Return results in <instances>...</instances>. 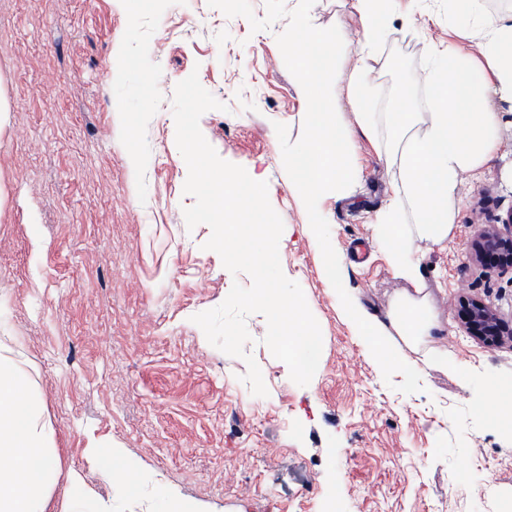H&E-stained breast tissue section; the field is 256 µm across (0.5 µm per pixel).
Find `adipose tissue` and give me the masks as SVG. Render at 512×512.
Instances as JSON below:
<instances>
[{"instance_id": "obj_1", "label": "adipose tissue", "mask_w": 512, "mask_h": 512, "mask_svg": "<svg viewBox=\"0 0 512 512\" xmlns=\"http://www.w3.org/2000/svg\"><path fill=\"white\" fill-rule=\"evenodd\" d=\"M291 28L304 33L308 47L306 54L292 57L291 65L305 87L313 128L312 137L288 161L293 185L312 197L348 194L360 178L352 138L373 142L378 125L387 130L384 155L394 170V195L375 214L374 224L395 276L413 284L416 292L405 296L388 327L354 302L346 308L360 334L370 337L378 358L390 364L389 330L413 340L429 335L433 327L414 240L448 242L463 175L483 168L498 151L495 134L501 115L484 101L492 92L512 100V17L482 22L479 54L449 45L427 75L422 111H412L410 95L403 92L382 118L366 109L363 66H356L348 85H333L335 44L308 32L304 18H294ZM343 99L358 109L356 125L349 130L337 127L335 120L336 104ZM25 388L17 360L0 345V512H49L51 489L59 477L54 428Z\"/></svg>"}]
</instances>
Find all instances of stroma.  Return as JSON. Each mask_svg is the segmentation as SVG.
<instances>
[{"label": "stroma", "mask_w": 512, "mask_h": 512, "mask_svg": "<svg viewBox=\"0 0 512 512\" xmlns=\"http://www.w3.org/2000/svg\"><path fill=\"white\" fill-rule=\"evenodd\" d=\"M299 16L337 37L338 84L364 64L380 114L403 86L421 111L431 48L480 51L450 0H394L371 42L352 0H0V344L55 429L53 512H70L71 472L82 512H168L173 499L190 512H512V428L494 421L512 392V343L478 340L460 304L478 298L512 323V270L469 259L482 225L512 209V103H496V157L459 183L448 245H419L435 327L413 344L387 337L402 361L384 364L344 302L385 323L413 290L371 222L393 171L360 137L349 195L291 184L288 156L311 136L288 64ZM193 73L225 105L202 115L204 137L267 182L283 221L282 271L323 338L308 386L265 344L263 315L248 316L245 350L264 397L242 382L244 358L192 321L251 284L205 249L209 226L185 222L195 199L172 98ZM328 252L339 280L324 272ZM92 440L120 449L113 480L90 463Z\"/></svg>", "instance_id": "35a3bbf8"}]
</instances>
